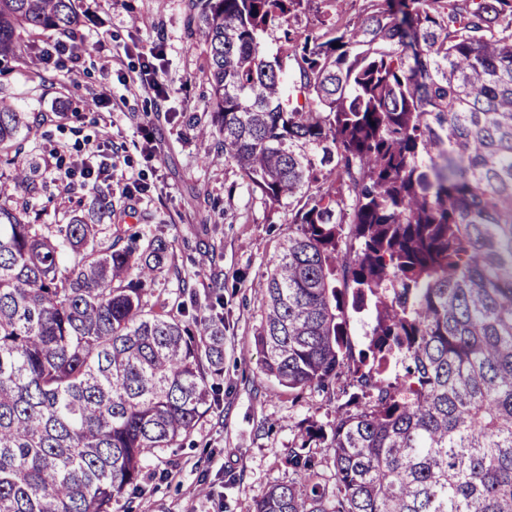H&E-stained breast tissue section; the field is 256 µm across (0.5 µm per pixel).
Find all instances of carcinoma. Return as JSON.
Listing matches in <instances>:
<instances>
[{"label": "carcinoma", "instance_id": "1", "mask_svg": "<svg viewBox=\"0 0 512 512\" xmlns=\"http://www.w3.org/2000/svg\"><path fill=\"white\" fill-rule=\"evenodd\" d=\"M312 2L192 0L218 154L288 207L256 283L263 371L354 388L253 512H512V0L291 25ZM77 25L72 0H0V57ZM23 124L0 102V147ZM172 253L0 204V512H117L216 401L224 318L156 297ZM326 440L329 480L309 451Z\"/></svg>", "mask_w": 512, "mask_h": 512}]
</instances>
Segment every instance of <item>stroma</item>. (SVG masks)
Returning a JSON list of instances; mask_svg holds the SVG:
<instances>
[{"mask_svg": "<svg viewBox=\"0 0 512 512\" xmlns=\"http://www.w3.org/2000/svg\"><path fill=\"white\" fill-rule=\"evenodd\" d=\"M78 33L99 31L101 51L87 57L77 83L39 58L42 35L29 39L26 62L0 58V100L28 113L30 126L0 152V202L26 197L44 224H64L96 208L87 190L66 191L47 170L57 152L100 148L112 155L101 176L112 195V226L137 234L138 245L161 235L174 244L172 267L158 284L169 304L180 284L208 308L216 286L224 288V377L219 402L181 447L151 456L144 491L132 512H252L270 486L288 481L289 448L308 422L328 426L344 398L309 388L295 395L262 371L255 341L261 321L254 285L288 234V209L270 208L254 195L243 173L216 152V139L200 136L212 110L204 70L206 55L189 27L191 0H74ZM167 43L163 78L168 101L130 98L124 111L72 112L59 117L51 104L72 103L101 90L100 66L125 51ZM154 132L145 149L141 126ZM31 170L25 186L12 180L16 167ZM146 193L124 194L128 172Z\"/></svg>", "mask_w": 512, "mask_h": 512, "instance_id": "stroma-1", "label": "stroma"}]
</instances>
